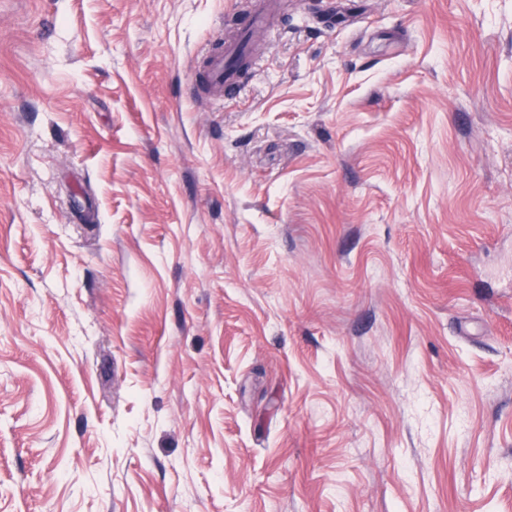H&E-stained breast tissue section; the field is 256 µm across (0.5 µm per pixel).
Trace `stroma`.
Instances as JSON below:
<instances>
[{
  "label": "stroma",
  "instance_id": "35a3bbf8",
  "mask_svg": "<svg viewBox=\"0 0 512 512\" xmlns=\"http://www.w3.org/2000/svg\"><path fill=\"white\" fill-rule=\"evenodd\" d=\"M0 0V512H512V0ZM277 4L275 1L267 0L260 2L248 12L247 22L244 24L246 30L266 28L270 15L275 11ZM249 50L248 34L245 33L237 44L221 48L209 55L203 82L208 96L222 99L238 94L241 90L236 82L232 61L247 57Z\"/></svg>",
  "mask_w": 512,
  "mask_h": 512
}]
</instances>
